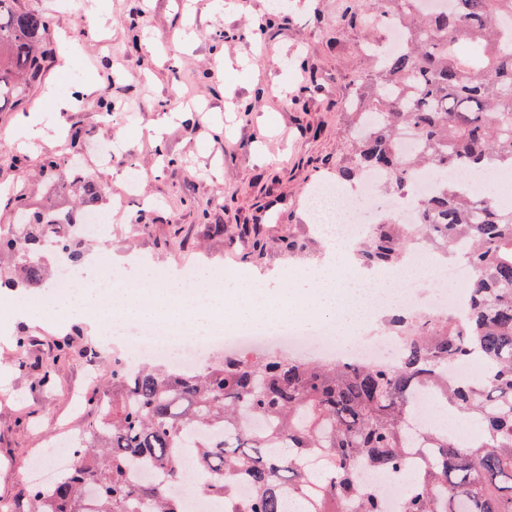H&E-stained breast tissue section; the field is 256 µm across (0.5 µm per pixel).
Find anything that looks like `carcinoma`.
<instances>
[{
	"instance_id": "cac0c4a2",
	"label": "carcinoma",
	"mask_w": 512,
	"mask_h": 512,
	"mask_svg": "<svg viewBox=\"0 0 512 512\" xmlns=\"http://www.w3.org/2000/svg\"><path fill=\"white\" fill-rule=\"evenodd\" d=\"M339 0L340 24L362 26L369 15L406 27L407 45L386 55L363 85L354 83L357 127L363 111L375 127L354 139L348 163L336 167L346 186L364 172L387 176L386 191L406 195L417 167L434 171L436 191L417 201L415 223L378 225L359 244L365 265L401 261L424 237L473 269L467 304L442 316L398 313L391 329L401 345L390 362H308L271 352L226 356L199 371L168 365H112V402L98 398V415L74 449L75 465L50 488L31 492L28 512H185L166 487L131 472L159 465L180 478L177 453L200 463L198 491L219 512H386L357 477L371 463L381 475L407 476L400 512H512V203L473 193L454 175L488 169L512 174V0ZM48 17L0 0V104L24 103L41 81ZM467 45V50L459 45ZM410 130L418 153L401 157L398 137ZM81 209L93 208L101 187L73 170ZM17 224L0 232V288L34 293L47 286L45 256L74 265L89 233L80 215L13 205ZM467 237L461 252L454 242ZM491 367L459 383L469 360ZM475 419L478 435L448 434L418 423L416 394ZM428 452L410 466L413 442ZM318 448L325 465L302 468ZM250 495L239 492V478Z\"/></svg>"
}]
</instances>
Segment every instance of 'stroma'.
<instances>
[{
  "label": "stroma",
  "mask_w": 512,
  "mask_h": 512,
  "mask_svg": "<svg viewBox=\"0 0 512 512\" xmlns=\"http://www.w3.org/2000/svg\"><path fill=\"white\" fill-rule=\"evenodd\" d=\"M209 2L112 0L97 28L85 11L62 15L53 0H20L51 20L43 78L25 108L42 113L45 134L29 143L16 131L21 111H0V225L13 223L18 196L35 208L72 206L68 167L48 173L43 163L64 154L77 132L81 168L103 185L98 206L112 213L100 238L113 262L133 253L170 271L199 260L227 283L249 272L288 289L299 275L316 276L328 245L305 200L349 156L351 81L369 69L362 45L386 42L383 21L337 31L336 0H288L275 16L268 0H236L226 15L211 13ZM317 10L326 17L318 27L311 21ZM134 16L141 32L133 44ZM65 37L83 44V53L65 57ZM77 67L98 92L58 112L53 88ZM106 100L112 112H104ZM175 110L179 119L155 145L146 127ZM106 140L115 150L102 167L94 152ZM132 176L137 189L129 198ZM254 224L263 228L257 248L245 237ZM291 237L305 244L293 256L282 246ZM25 336L34 345L18 349ZM64 338L70 346L61 353L55 345ZM124 342L92 338L75 322H33L13 307L0 333V512H27L24 468L47 457L50 444L87 430L94 414L73 410L71 394L111 388L112 360Z\"/></svg>",
  "instance_id": "1"
}]
</instances>
